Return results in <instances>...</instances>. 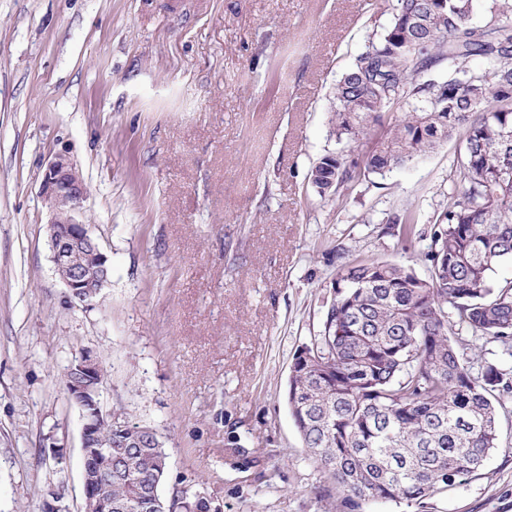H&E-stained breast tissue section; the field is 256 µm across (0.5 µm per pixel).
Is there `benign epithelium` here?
Listing matches in <instances>:
<instances>
[{
    "label": "benign epithelium",
    "mask_w": 512,
    "mask_h": 512,
    "mask_svg": "<svg viewBox=\"0 0 512 512\" xmlns=\"http://www.w3.org/2000/svg\"><path fill=\"white\" fill-rule=\"evenodd\" d=\"M41 193L50 211L51 261L55 270L68 271L61 281L67 289L70 304L89 306L108 282L109 265L82 220L87 187L66 155L56 153L46 161ZM89 251L97 254L94 265H85L81 261ZM73 366L76 375L66 385V390L83 418V462L90 459L97 462L95 469L83 468L84 512H108L112 509L106 493L107 483L112 480V449L101 447L98 429L111 423L115 431L121 432L126 424L112 420V412L103 410L100 400L103 377L98 359L86 353L76 359Z\"/></svg>",
    "instance_id": "7a95c632"
}]
</instances>
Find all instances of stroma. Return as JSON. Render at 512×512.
Masks as SVG:
<instances>
[{
	"mask_svg": "<svg viewBox=\"0 0 512 512\" xmlns=\"http://www.w3.org/2000/svg\"><path fill=\"white\" fill-rule=\"evenodd\" d=\"M391 0H0V512H83L82 415L64 374L105 369L104 410L154 428L163 502L211 512H512V391L498 446L425 506L347 510L286 390L343 263L424 277L452 191L448 142L323 197L332 92ZM66 153L111 275L70 305L54 271L43 166ZM416 211L404 241L391 218ZM471 375L512 380V341L459 330ZM62 447L56 462L50 446Z\"/></svg>",
	"mask_w": 512,
	"mask_h": 512,
	"instance_id": "obj_1",
	"label": "stroma"
}]
</instances>
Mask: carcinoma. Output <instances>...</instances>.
Here are the masks:
<instances>
[{
  "mask_svg": "<svg viewBox=\"0 0 512 512\" xmlns=\"http://www.w3.org/2000/svg\"><path fill=\"white\" fill-rule=\"evenodd\" d=\"M484 13L477 24L474 18ZM401 112L394 123L389 114ZM341 148L310 172L322 197L403 168L458 134L454 193L437 213L429 274L376 260L339 268L323 334L292 363L286 398L304 447L345 505L365 498L419 505L476 472L497 447L504 374L470 375L452 336L512 338V5L508 0H395L333 92ZM383 128L362 159L348 148ZM457 319L448 317V305ZM112 444V512H158L164 443L131 423Z\"/></svg>",
  "mask_w": 512,
  "mask_h": 512,
  "instance_id": "cac0c4a2",
  "label": "carcinoma"
}]
</instances>
